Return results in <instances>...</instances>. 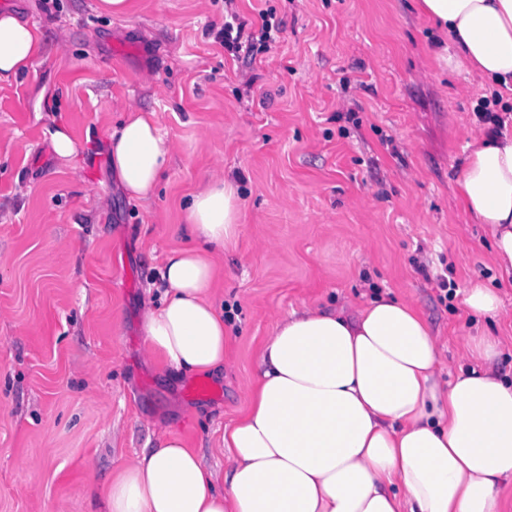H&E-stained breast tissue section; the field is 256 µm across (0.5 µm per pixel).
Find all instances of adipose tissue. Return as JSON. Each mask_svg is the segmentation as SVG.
<instances>
[{
	"label": "adipose tissue",
	"instance_id": "adipose-tissue-1",
	"mask_svg": "<svg viewBox=\"0 0 512 512\" xmlns=\"http://www.w3.org/2000/svg\"><path fill=\"white\" fill-rule=\"evenodd\" d=\"M417 10L483 85L512 94V0H417ZM42 31L0 13V83L28 74ZM117 191L157 192L173 146L155 112L126 107L106 140ZM456 182L512 272V134H472ZM239 182L215 173L184 212L190 240L164 257L168 284L143 317L149 359L172 381L224 369L228 328L210 298L211 250L240 228ZM495 336L464 340L465 367L441 383L438 338L408 302L374 293L352 315L293 311L273 328L247 413L225 429L223 470L173 433L126 461L104 489L108 512H502L512 483V380Z\"/></svg>",
	"mask_w": 512,
	"mask_h": 512
}]
</instances>
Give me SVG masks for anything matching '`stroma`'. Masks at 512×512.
<instances>
[{
  "label": "stroma",
  "instance_id": "obj_1",
  "mask_svg": "<svg viewBox=\"0 0 512 512\" xmlns=\"http://www.w3.org/2000/svg\"><path fill=\"white\" fill-rule=\"evenodd\" d=\"M97 3L14 0L49 51L0 87V512H107L104 485L164 427L221 462L294 310L387 292L431 325L443 374L487 331L512 375V277L456 190L484 90L438 65L447 39L413 0H132L123 17ZM231 9L249 34L268 12L273 42L224 49ZM130 104L174 147L148 203L107 178L102 140ZM55 121L78 165L54 155ZM220 170L241 178L240 232L212 253L230 346L201 398L146 359L142 320L165 253L188 243L187 200ZM477 282L495 286L496 315L464 308Z\"/></svg>",
  "mask_w": 512,
  "mask_h": 512
}]
</instances>
